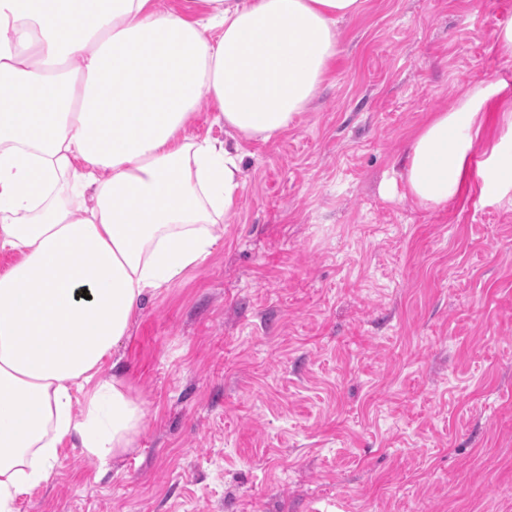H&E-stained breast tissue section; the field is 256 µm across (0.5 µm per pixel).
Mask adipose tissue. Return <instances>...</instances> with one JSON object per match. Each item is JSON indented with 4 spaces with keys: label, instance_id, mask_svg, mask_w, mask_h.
<instances>
[{
    "label": "adipose tissue",
    "instance_id": "obj_1",
    "mask_svg": "<svg viewBox=\"0 0 512 512\" xmlns=\"http://www.w3.org/2000/svg\"><path fill=\"white\" fill-rule=\"evenodd\" d=\"M0 0V512L46 484L62 449L105 465L131 448L141 403L103 376L147 296L198 265L244 189L245 141L287 130L364 0ZM234 143L190 136L200 93ZM507 130L481 193H512V94H460L410 142L424 207L462 183L485 112Z\"/></svg>",
    "mask_w": 512,
    "mask_h": 512
}]
</instances>
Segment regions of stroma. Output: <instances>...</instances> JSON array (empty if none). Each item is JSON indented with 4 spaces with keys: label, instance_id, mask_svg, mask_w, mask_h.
Listing matches in <instances>:
<instances>
[{
    "label": "stroma",
    "instance_id": "stroma-1",
    "mask_svg": "<svg viewBox=\"0 0 512 512\" xmlns=\"http://www.w3.org/2000/svg\"><path fill=\"white\" fill-rule=\"evenodd\" d=\"M512 0H365L288 130L245 145L217 245L143 303L111 359L145 423L99 466L64 449L15 512H512V198L481 163L419 205L415 132L502 79Z\"/></svg>",
    "mask_w": 512,
    "mask_h": 512
}]
</instances>
